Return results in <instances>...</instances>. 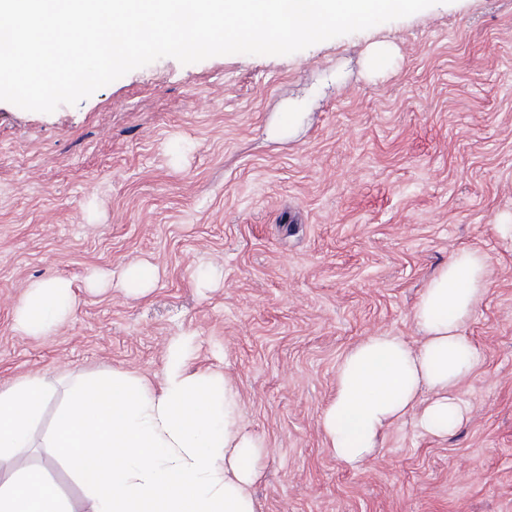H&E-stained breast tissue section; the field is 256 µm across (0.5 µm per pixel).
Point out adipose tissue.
I'll use <instances>...</instances> for the list:
<instances>
[{
  "instance_id": "1",
  "label": "adipose tissue",
  "mask_w": 512,
  "mask_h": 512,
  "mask_svg": "<svg viewBox=\"0 0 512 512\" xmlns=\"http://www.w3.org/2000/svg\"><path fill=\"white\" fill-rule=\"evenodd\" d=\"M488 286L479 251H456L430 279L413 319L412 343L381 333L343 356L336 393L321 428L337 459L357 466L388 431L414 416L422 431L445 437L466 418L458 390L480 363L465 327ZM74 303L71 281L29 284L15 309L28 336L50 335ZM50 398L43 378L0 388V512H74L25 450L36 417ZM51 457L67 461L89 493L91 512H254L251 466L262 441L238 414L232 380L191 369L184 339L172 340L159 387L129 373L75 383L43 436Z\"/></svg>"
}]
</instances>
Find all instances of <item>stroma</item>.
Here are the masks:
<instances>
[{"label": "stroma", "instance_id": "35a3bbf8", "mask_svg": "<svg viewBox=\"0 0 512 512\" xmlns=\"http://www.w3.org/2000/svg\"><path fill=\"white\" fill-rule=\"evenodd\" d=\"M512 0H440L283 56L165 57L54 112L0 101V385L158 382L166 347L231 377L266 444L256 512H512ZM484 254L467 325L481 364L444 438L404 419L362 466L321 417L357 341L414 342L413 310L458 249ZM148 259L145 296L92 290ZM69 279L54 334L16 330L27 285Z\"/></svg>", "mask_w": 512, "mask_h": 512}]
</instances>
